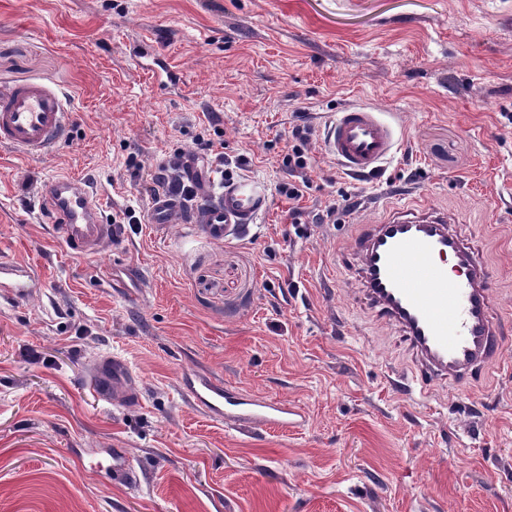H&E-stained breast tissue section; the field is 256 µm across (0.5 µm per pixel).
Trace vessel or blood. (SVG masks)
<instances>
[{
    "mask_svg": "<svg viewBox=\"0 0 512 512\" xmlns=\"http://www.w3.org/2000/svg\"><path fill=\"white\" fill-rule=\"evenodd\" d=\"M71 119L62 98L41 84L0 89L1 146L42 155L63 139ZM397 143L393 127L369 105L345 106L325 124L326 154L351 174L380 172ZM182 164L197 206L186 208L178 196L159 192L151 204V223H193L212 239L224 240L265 212L268 196L262 184L215 181L190 153ZM38 199L55 239L75 256L97 255L116 236L115 225L103 218L98 195L83 180L57 178ZM353 244L367 300L407 337L415 359V373L398 376L397 386L423 393L437 381L470 384L500 363L504 344L493 322L488 268L456 231L454 219L425 206L410 208L366 225ZM448 256L456 261V275L443 265ZM91 386L106 403L136 396L124 363L115 358L100 365ZM181 390L209 417L239 428L296 426L303 420L286 402L230 388L203 374L185 373Z\"/></svg>",
    "mask_w": 512,
    "mask_h": 512,
    "instance_id": "obj_1",
    "label": "vessel or blood"
}]
</instances>
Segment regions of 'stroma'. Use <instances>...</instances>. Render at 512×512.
<instances>
[{"mask_svg":"<svg viewBox=\"0 0 512 512\" xmlns=\"http://www.w3.org/2000/svg\"><path fill=\"white\" fill-rule=\"evenodd\" d=\"M28 83L75 120L48 155L0 146V512H512V0H0V88ZM358 103L399 140L374 176L323 147ZM299 112L295 204L279 186ZM218 128L226 172L268 188L259 223L217 242L143 221L89 259L54 241L36 202L52 178L90 182L106 218L143 215L135 167ZM342 196L357 208L319 222ZM414 201L455 214L505 340L478 382L427 399L393 385L410 345L351 253L354 225ZM111 356L136 402L89 388ZM189 370L304 421H214L179 388ZM116 448L136 481L113 476ZM298 117L303 125L299 124L293 129L292 136L295 143L288 146V152L283 158L284 164L288 167V175L294 178V181L288 180V183H283L279 187L280 193L288 200H299L304 196L305 189H310L311 185V178L308 175L311 166L303 148L309 140V129L304 124L306 114L299 112Z\"/></svg>","mask_w":512,"mask_h":512,"instance_id":"obj_1","label":"stroma"}]
</instances>
